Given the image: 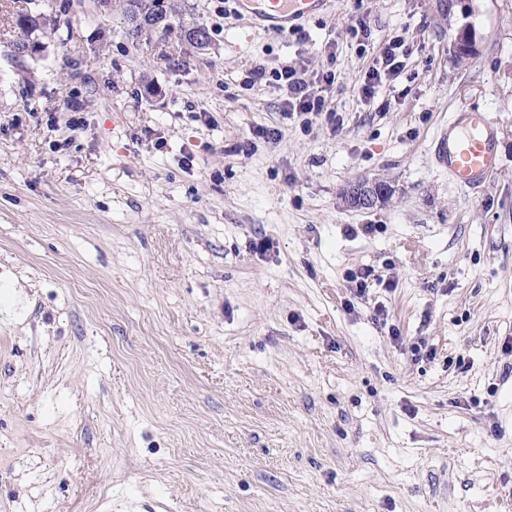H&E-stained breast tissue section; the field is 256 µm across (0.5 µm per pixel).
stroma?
Returning <instances> with one entry per match:
<instances>
[{"mask_svg":"<svg viewBox=\"0 0 512 512\" xmlns=\"http://www.w3.org/2000/svg\"><path fill=\"white\" fill-rule=\"evenodd\" d=\"M173 2L206 49L70 0L17 60L0 0V512H512V0H334L296 34ZM286 65L331 111L283 116ZM463 107L497 128L480 190L432 159ZM363 179L389 199L348 205ZM403 44L404 39L397 36L379 50L378 56L373 60V65L369 66L365 73L364 82L360 88L361 94H370L375 84L381 83L383 79L389 80L401 72L403 61L399 60L398 50Z\"/></svg>","mask_w":512,"mask_h":512,"instance_id":"1","label":"stroma"}]
</instances>
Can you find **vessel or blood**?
I'll use <instances>...</instances> for the list:
<instances>
[{"mask_svg": "<svg viewBox=\"0 0 512 512\" xmlns=\"http://www.w3.org/2000/svg\"><path fill=\"white\" fill-rule=\"evenodd\" d=\"M240 13L260 26L282 30L322 14L330 0H235ZM432 152L437 165L460 186L474 188L496 168V132L485 114L462 108L434 139Z\"/></svg>", "mask_w": 512, "mask_h": 512, "instance_id": "vessel-or-blood-1", "label": "vessel or blood"}]
</instances>
